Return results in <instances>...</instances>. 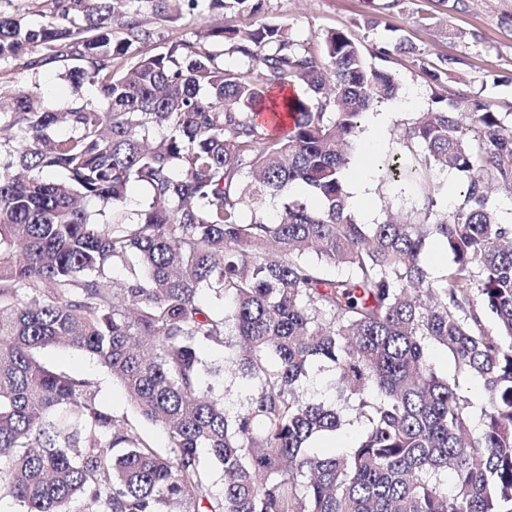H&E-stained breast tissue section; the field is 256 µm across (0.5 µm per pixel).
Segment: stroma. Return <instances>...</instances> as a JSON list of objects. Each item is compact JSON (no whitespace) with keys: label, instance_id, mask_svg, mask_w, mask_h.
Here are the masks:
<instances>
[{"label":"stroma","instance_id":"stroma-1","mask_svg":"<svg viewBox=\"0 0 512 512\" xmlns=\"http://www.w3.org/2000/svg\"><path fill=\"white\" fill-rule=\"evenodd\" d=\"M263 11L266 20L288 24L314 47L319 46L322 33L339 29L362 46L366 56L388 51V64L403 89L418 90L421 101L417 109L398 107L393 100L375 105V112L387 115L385 141L375 150L376 159L395 155L403 124L414 111L424 112L432 106L431 83L422 63L463 59L460 72L443 79L449 97L479 94L491 100L497 111L512 112V0H265ZM371 18L378 20V27H368ZM245 22V16L217 9L175 21L156 20L146 49L165 53L180 41L196 40L201 31ZM400 40L411 44L413 53H395L393 46ZM61 72V61L48 60L32 67L21 58L0 71V80L16 91L40 86L46 99L63 104L69 100L71 88ZM371 193L368 209L359 213L368 224L384 219L386 206L408 213L418 206L410 185L387 181L378 170L371 177ZM47 356L56 367L95 381L100 402L114 414L132 415L123 388L95 359L72 348H55Z\"/></svg>","mask_w":512,"mask_h":512}]
</instances>
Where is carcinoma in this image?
<instances>
[{"label": "carcinoma", "mask_w": 512, "mask_h": 512, "mask_svg": "<svg viewBox=\"0 0 512 512\" xmlns=\"http://www.w3.org/2000/svg\"><path fill=\"white\" fill-rule=\"evenodd\" d=\"M14 2L0 65L65 56L73 97L54 108L36 85L0 87V133L16 142L0 159V499L16 512H512V224L493 193L512 197V112L445 95L463 61L422 66L434 106L385 167L423 207L364 224L353 149L401 84L347 34L324 33L315 53L253 22L207 31L208 49L149 54L146 10L254 18L264 0H53L34 24ZM226 43L235 68L218 62ZM448 170L465 177L451 213ZM134 184L150 199L131 211ZM431 241L453 255L435 278ZM430 342L482 381V428L459 381L428 363ZM59 345L106 368L167 451L101 408L92 381L49 365ZM316 362L336 373L331 401L301 385ZM230 375L257 380L235 410ZM355 423L354 448L310 451Z\"/></svg>", "instance_id": "1"}]
</instances>
